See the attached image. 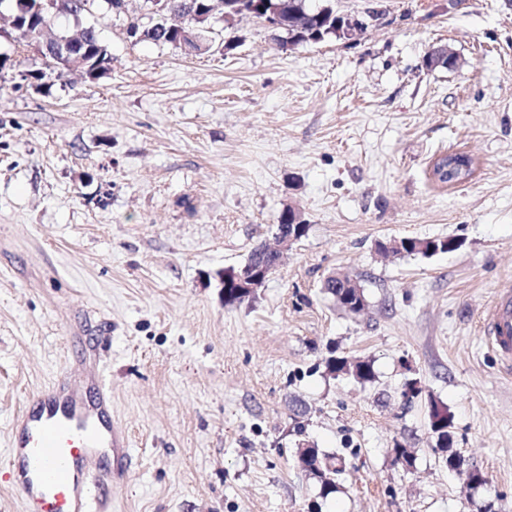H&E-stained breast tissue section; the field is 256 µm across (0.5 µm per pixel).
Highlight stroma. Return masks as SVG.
I'll use <instances>...</instances> for the list:
<instances>
[{"mask_svg": "<svg viewBox=\"0 0 512 512\" xmlns=\"http://www.w3.org/2000/svg\"><path fill=\"white\" fill-rule=\"evenodd\" d=\"M332 4L379 18L288 48L244 16L199 54L130 38L143 0L55 18L108 46L96 80L0 38V463L22 407L95 362L131 444L108 512H512V378L481 332L512 289V0ZM438 47L459 69L428 67ZM454 152L472 175L436 182ZM289 207L306 235L225 305L215 271L274 245ZM402 237L459 246L383 257ZM337 273L363 286L360 315L324 290ZM332 356L374 381L330 375ZM435 404L484 490L443 463ZM304 440L345 461L327 499L296 463ZM326 369L334 376L349 375L359 382H369L374 378L370 361H350L346 357L330 358L326 362Z\"/></svg>", "mask_w": 512, "mask_h": 512, "instance_id": "35a3bbf8", "label": "stroma"}]
</instances>
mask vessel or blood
<instances>
[{
  "mask_svg": "<svg viewBox=\"0 0 512 512\" xmlns=\"http://www.w3.org/2000/svg\"><path fill=\"white\" fill-rule=\"evenodd\" d=\"M482 332L511 374L512 295L496 299ZM5 465L22 512H100L102 489L129 467L128 438L112 424V392L100 372L62 374L34 396L12 428Z\"/></svg>",
  "mask_w": 512,
  "mask_h": 512,
  "instance_id": "vessel-or-blood-1",
  "label": "vessel or blood"
}]
</instances>
